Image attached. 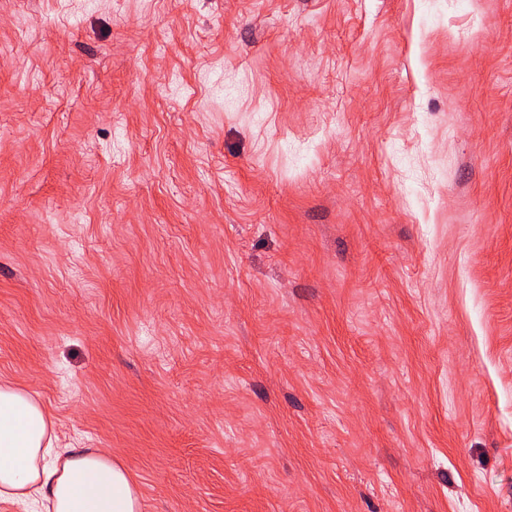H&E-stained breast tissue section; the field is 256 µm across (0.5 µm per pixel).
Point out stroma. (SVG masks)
<instances>
[{
	"label": "stroma",
	"mask_w": 512,
	"mask_h": 512,
	"mask_svg": "<svg viewBox=\"0 0 512 512\" xmlns=\"http://www.w3.org/2000/svg\"><path fill=\"white\" fill-rule=\"evenodd\" d=\"M0 384L142 512H512V0H0Z\"/></svg>",
	"instance_id": "stroma-1"
}]
</instances>
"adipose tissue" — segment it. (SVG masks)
<instances>
[{"label": "adipose tissue", "mask_w": 512, "mask_h": 512, "mask_svg": "<svg viewBox=\"0 0 512 512\" xmlns=\"http://www.w3.org/2000/svg\"><path fill=\"white\" fill-rule=\"evenodd\" d=\"M45 407L0 385V502L14 512H141L140 493L111 452L60 448Z\"/></svg>", "instance_id": "obj_1"}]
</instances>
